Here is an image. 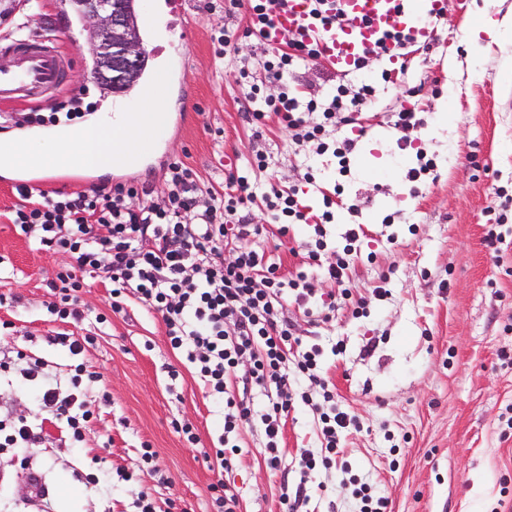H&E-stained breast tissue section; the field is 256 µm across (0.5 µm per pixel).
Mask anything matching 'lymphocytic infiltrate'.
<instances>
[{
	"mask_svg": "<svg viewBox=\"0 0 512 512\" xmlns=\"http://www.w3.org/2000/svg\"><path fill=\"white\" fill-rule=\"evenodd\" d=\"M316 45L289 42L264 47L257 66L267 77L283 78L301 64H321ZM375 88L364 83L337 88L329 97L300 96L283 89L264 100L265 110L253 112L255 121L275 115L293 132L299 145L316 154L346 158L350 140H336L330 128L336 115L372 104ZM166 192L156 199L152 187L135 181L65 194L36 193L16 186L19 207L7 218L17 232L40 249L68 255L50 289L48 312L64 324L47 336L48 344L63 348L71 358L67 386L51 382L41 358L25 348L0 357V376L20 369L34 393L36 417L0 409V451L24 448L42 440L45 424L59 428L71 443L84 444L97 416L89 406L88 391L99 388L101 376L88 370L81 358L92 336L75 334L88 317L79 293L91 283L109 287L110 308L125 313L137 303L159 314L171 348L189 362L206 396L222 411L223 432L212 457L219 478L210 484V512H238L239 500L226 474L238 465V436L243 428L259 427L264 437L263 460L269 470L281 465L283 429L296 406L310 407L321 425L318 452L299 457L302 471L336 465L339 438L357 427L355 416L336 402V394L321 367L322 351L295 336L288 320L289 304H297L313 323L333 320L338 301L348 300L352 243L364 235L350 229V246L336 254L324 272L341 291L339 297H316L304 273L280 276L279 265L265 249L245 248V241L268 235L284 237L290 225L312 223L315 240L307 257L317 260L327 247L324 227L332 223L331 197L324 210L309 219L296 190L270 185L263 196L276 225L253 223L246 209L250 184L246 176H232L225 190L202 189L193 169L183 161L170 162ZM232 260H225V253ZM110 312V313H111ZM260 390L262 405L249 393Z\"/></svg>",
	"mask_w": 512,
	"mask_h": 512,
	"instance_id": "1",
	"label": "lymphocytic infiltrate"
}]
</instances>
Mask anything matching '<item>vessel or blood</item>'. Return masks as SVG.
<instances>
[{"label": "vessel or blood", "mask_w": 512, "mask_h": 512, "mask_svg": "<svg viewBox=\"0 0 512 512\" xmlns=\"http://www.w3.org/2000/svg\"><path fill=\"white\" fill-rule=\"evenodd\" d=\"M447 0H323L326 14L337 16L333 27H322L312 0H288L274 9L260 33L268 45L285 39L317 44L322 58L344 72L358 64L385 58L397 63L402 44L391 40L401 33L405 42L427 43L434 39L432 19L442 16ZM186 80V70L160 71L147 98L164 104V91L171 79ZM68 85L67 63L45 34L17 35L0 39V102H46L50 93Z\"/></svg>", "instance_id": "vessel-or-blood-1"}]
</instances>
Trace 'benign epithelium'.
Wrapping results in <instances>:
<instances>
[{"mask_svg": "<svg viewBox=\"0 0 512 512\" xmlns=\"http://www.w3.org/2000/svg\"><path fill=\"white\" fill-rule=\"evenodd\" d=\"M75 9L87 24L91 77L110 78L115 86L137 77L147 49L134 13L120 0H76Z\"/></svg>", "mask_w": 512, "mask_h": 512, "instance_id": "benign-epithelium-1", "label": "benign epithelium"}]
</instances>
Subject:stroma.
Returning <instances> with one entry per match:
<instances>
[{
  "label": "stroma",
  "instance_id": "stroma-1",
  "mask_svg": "<svg viewBox=\"0 0 512 512\" xmlns=\"http://www.w3.org/2000/svg\"><path fill=\"white\" fill-rule=\"evenodd\" d=\"M224 5L214 0L208 12L201 0H189L185 7L192 29L188 81L171 84L165 133L154 151L135 166L75 179L68 192L135 180L160 195L167 164L181 160L205 189L233 170L248 175L254 220L269 223L262 200L267 179L248 172L250 82L241 75L263 48L240 31L231 52L215 56L211 35L224 25ZM485 15L512 30V0H448L447 13L434 23L435 40L409 47L401 64L377 59L350 74L302 65L264 83L263 95L274 97L286 84L326 96L341 85L375 82L374 105L357 123L336 126V139L354 142L347 166L297 145L277 117L263 128L270 171L281 187L297 190L310 214L322 212L324 193H340L321 264L305 257L310 228L294 226L279 253L281 273L304 272L319 296L337 293L322 265L344 248L351 225L365 230L348 283L363 311L355 316L341 308L315 328L301 309H288L297 333L322 349L336 400L359 426L341 440L346 471L307 473L295 458L317 451L321 439L308 409L290 414L284 461L274 473L260 454L259 428L243 429L241 462L231 475L240 512H281L282 494L300 485L308 512H359L351 485L342 481L346 474L386 497L391 512H512V204L505 202L512 196V33L473 41L470 30ZM18 29L57 34L68 62L69 87L42 111H56L74 89L86 91L96 113L138 110V90L113 94L87 76L86 33L70 0H16L0 20V37ZM404 108L422 118L417 131L395 128ZM422 153L434 169L410 182ZM14 186L12 173L0 172V294L18 298L0 307V319L14 324L11 335L0 337V351L27 346L61 368L68 354L40 338L58 327L46 310L48 284L67 257L37 249L15 231L6 217L19 202ZM492 228L502 236L496 252L485 241ZM380 284L390 291L387 299L373 294ZM86 327L95 341L84 361L103 376L111 401L89 392L98 420L84 447L52 428L45 443L0 454V512H20L26 464L44 471L50 512H133L140 486L161 499L174 496L179 512H208L216 475L204 453L222 431V415L191 365L173 354L161 319L135 307L127 317ZM170 365L177 380L167 375ZM176 420L191 423L200 444L175 433ZM144 442L157 453L155 470L136 468ZM121 469L137 470V485L119 480ZM89 473L98 476L96 486H85ZM162 473L173 488L159 484Z\"/></svg>",
  "mask_w": 512,
  "mask_h": 512
}]
</instances>
